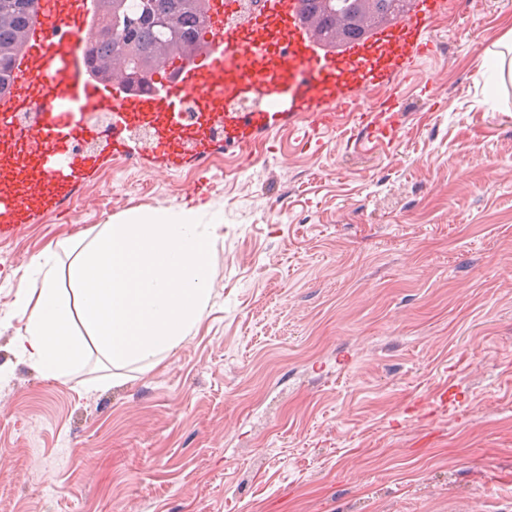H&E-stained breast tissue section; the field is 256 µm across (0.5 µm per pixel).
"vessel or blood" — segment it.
<instances>
[{"label":"vessel or blood","mask_w":512,"mask_h":512,"mask_svg":"<svg viewBox=\"0 0 512 512\" xmlns=\"http://www.w3.org/2000/svg\"><path fill=\"white\" fill-rule=\"evenodd\" d=\"M237 7L238 0H209L202 51L191 61L160 65L146 86L130 89L120 76H92L85 62L90 0H36L37 23L0 98V233L20 230L71 198L100 155L76 150L80 141L100 142V153L148 154L173 170L188 156L207 162L219 137L250 154L257 134L289 123H302L308 138L351 121L369 140H395L397 89L386 90L368 112L357 109L359 91L431 54L424 32L441 0H417L373 42L346 51L313 40L299 0H262L242 24L232 20ZM243 99L255 108L237 111ZM189 100L190 123L182 117ZM104 109L112 112L106 137L84 119ZM29 112L38 113V124L19 127L17 117Z\"/></svg>","instance_id":"obj_1"}]
</instances>
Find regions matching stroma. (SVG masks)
I'll use <instances>...</instances> for the list:
<instances>
[{
	"mask_svg": "<svg viewBox=\"0 0 512 512\" xmlns=\"http://www.w3.org/2000/svg\"><path fill=\"white\" fill-rule=\"evenodd\" d=\"M444 2L394 142L285 129L157 178L105 154L0 239V512H512V81L485 89L512 0ZM186 204L224 243L177 350L16 355L39 253Z\"/></svg>",
	"mask_w": 512,
	"mask_h": 512,
	"instance_id": "35a3bbf8",
	"label": "stroma"
}]
</instances>
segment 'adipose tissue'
Wrapping results in <instances>:
<instances>
[{
	"label": "adipose tissue",
	"mask_w": 512,
	"mask_h": 512,
	"mask_svg": "<svg viewBox=\"0 0 512 512\" xmlns=\"http://www.w3.org/2000/svg\"><path fill=\"white\" fill-rule=\"evenodd\" d=\"M222 227L220 215L185 205L128 214L90 239L77 234L67 263L42 251L33 263L42 286L15 338L17 355L55 379L91 351L116 367L157 365L208 307Z\"/></svg>",
	"instance_id": "adipose-tissue-1"
}]
</instances>
